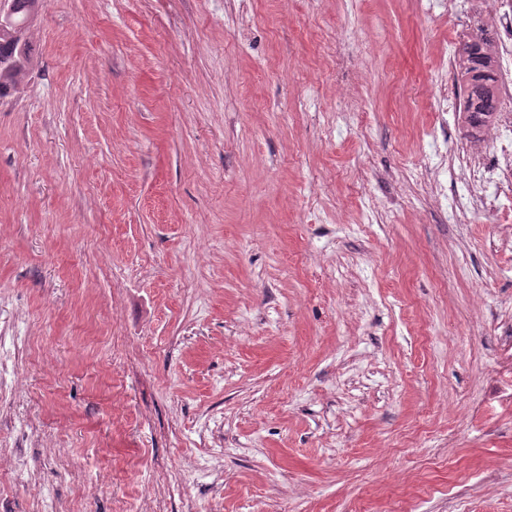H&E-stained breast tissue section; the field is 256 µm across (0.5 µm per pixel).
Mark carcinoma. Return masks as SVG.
I'll list each match as a JSON object with an SVG mask.
<instances>
[{
  "label": "carcinoma",
  "mask_w": 512,
  "mask_h": 512,
  "mask_svg": "<svg viewBox=\"0 0 512 512\" xmlns=\"http://www.w3.org/2000/svg\"><path fill=\"white\" fill-rule=\"evenodd\" d=\"M24 44L23 58L8 64L1 63L3 58L17 54L18 46L13 31L0 29V98L19 93L31 72L33 49L29 37H24ZM456 58L455 79L463 90L461 111L471 127H486L493 121L498 108L495 40L488 28L476 26Z\"/></svg>",
  "instance_id": "obj_1"
}]
</instances>
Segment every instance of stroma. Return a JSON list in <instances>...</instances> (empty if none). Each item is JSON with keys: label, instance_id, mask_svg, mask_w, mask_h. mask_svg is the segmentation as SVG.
<instances>
[{"label": "stroma", "instance_id": "obj_1", "mask_svg": "<svg viewBox=\"0 0 512 512\" xmlns=\"http://www.w3.org/2000/svg\"><path fill=\"white\" fill-rule=\"evenodd\" d=\"M445 0H41L0 98V512H512V194ZM28 31L27 26L24 32L25 56L13 63L3 64V58L11 54L17 56L18 46L12 30L0 29V98L19 93L31 72L33 49Z\"/></svg>", "mask_w": 512, "mask_h": 512}]
</instances>
